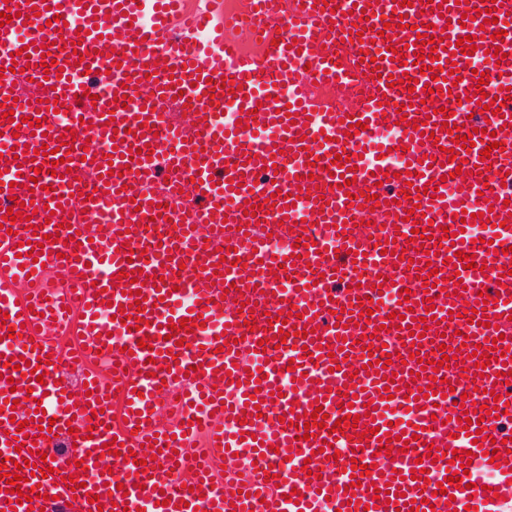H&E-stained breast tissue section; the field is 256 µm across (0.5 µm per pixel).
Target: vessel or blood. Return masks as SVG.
<instances>
[{"mask_svg": "<svg viewBox=\"0 0 512 512\" xmlns=\"http://www.w3.org/2000/svg\"><path fill=\"white\" fill-rule=\"evenodd\" d=\"M480 5L247 0L242 22L225 16L224 0H205L193 12L184 0H0V12L11 17L0 27V103L13 113L0 117V216L12 201L24 204L14 234L0 229V314L9 315L0 323V453L11 460L7 472L21 473L22 492L38 486L49 494L21 503L0 479V512H89L92 495L103 512H364L373 504L378 512H423L429 504L435 512L467 505L512 512V453L493 446L505 433L495 415L473 410L512 402V384L498 379L512 372V278L501 260L512 246V192L484 190L481 175L489 168L512 185V163L481 159L488 133L512 137V26L501 39L481 38L483 17L461 19ZM35 7L40 15H32ZM358 21L366 36L352 33ZM386 22L393 25L389 43L372 41L370 30ZM80 29L87 32L82 41ZM244 31L259 39L258 51H243ZM422 34L442 41L432 71H421L411 54L401 63L386 58L387 47L403 50ZM467 35L476 39L477 56L495 48L506 55L485 69L499 86V112L488 118L478 105H457L478 83L456 46ZM45 51L53 67H42ZM104 68L111 76L102 84ZM404 74L418 79V89L390 85ZM226 79L237 92H223ZM24 80L35 91L22 98ZM315 83L339 91L342 106L315 107ZM228 112L233 121L225 120ZM245 115L253 128L237 130ZM32 118L40 119V133L29 126ZM415 120L423 130L412 128ZM357 122L365 131L348 136ZM454 125L472 135V149L454 145ZM392 126L398 139H377ZM69 134L76 137L70 152L61 146ZM45 145L70 165L45 163L37 153ZM425 155L432 164L422 163ZM408 170L416 171L410 183L421 196H404ZM386 172L390 182L378 183ZM161 179L176 204L140 226ZM53 184L64 192L48 193ZM372 188L377 204L368 210L364 192ZM289 195L295 206H287ZM269 197L274 209L259 210ZM251 207L252 224L245 216ZM461 211L486 213L499 227L494 242L462 231L454 218ZM417 225L427 238L417 240L412 260L399 259ZM271 227L279 246L265 234ZM34 244L41 247L35 259ZM458 251L495 264L454 269ZM55 272L65 287L52 281ZM140 274L147 281L139 287L132 280ZM403 289L408 305L384 307ZM495 294L500 302L484 303ZM428 297L435 305L430 327L425 336L410 334ZM245 300L254 312L241 313ZM468 307L478 311L470 335L504 354L483 370L457 334ZM366 308L373 312L367 323ZM281 310L287 322H268ZM196 317L201 325L180 328ZM287 324L309 333L259 351V340ZM172 325L178 332L171 340ZM12 326L20 337H9ZM147 336L151 348L139 347ZM28 338L34 348H25ZM444 344L457 349L455 359L443 360ZM428 355L439 370L422 369ZM20 356L48 360L44 383L9 367ZM385 358L396 373L389 400ZM73 363L84 368L76 382L66 377ZM420 387L433 395L416 397ZM352 391L358 397L345 405ZM402 404L407 412L395 416ZM318 407L324 427L300 439L298 416ZM43 414L54 420L49 440L38 430ZM346 415L358 416L357 427L334 431ZM463 415L479 429L464 427ZM356 431L363 440L353 439ZM479 434L484 444H475ZM112 441L120 442L119 454L137 457L121 478L108 471L116 456L104 446ZM75 445L85 452L80 468L66 453ZM456 449L458 462L448 463ZM242 450L250 460L243 476L221 475L223 457ZM486 451L503 459L491 490L473 473L462 488L436 493L469 454ZM45 455L52 473L32 477L31 465ZM357 463L372 472L355 487ZM418 464L427 480L413 478ZM269 470L279 482L266 480ZM384 486L388 498H375ZM163 497L168 505H160Z\"/></svg>", "mask_w": 512, "mask_h": 512, "instance_id": "vessel-or-blood-1", "label": "vessel or blood"}]
</instances>
